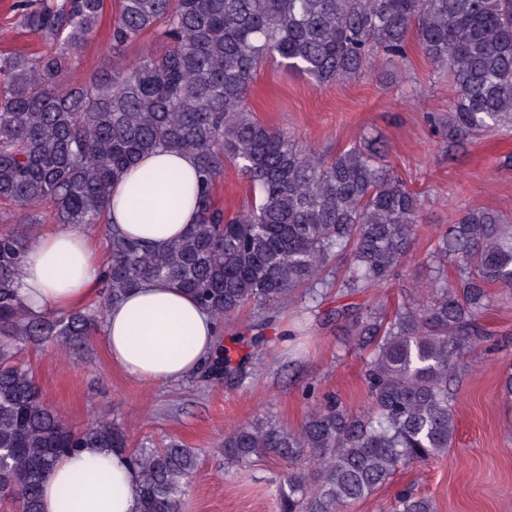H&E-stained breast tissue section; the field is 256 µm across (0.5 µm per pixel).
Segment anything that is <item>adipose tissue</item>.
I'll list each match as a JSON object with an SVG mask.
<instances>
[{"instance_id": "obj_1", "label": "adipose tissue", "mask_w": 512, "mask_h": 512, "mask_svg": "<svg viewBox=\"0 0 512 512\" xmlns=\"http://www.w3.org/2000/svg\"><path fill=\"white\" fill-rule=\"evenodd\" d=\"M193 156L155 152L130 167L111 189L110 228L160 253L197 214ZM103 266L90 237L62 226L37 239L24 260L20 293L36 313L65 312L100 281ZM219 326L180 289L153 282L110 305L102 339L125 375L146 384L176 382L198 371L214 351ZM138 471L120 451L83 448L62 456L41 485L42 512H139Z\"/></svg>"}]
</instances>
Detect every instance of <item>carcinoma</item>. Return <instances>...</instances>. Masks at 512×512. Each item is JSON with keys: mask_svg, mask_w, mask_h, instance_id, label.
I'll list each match as a JSON object with an SVG mask.
<instances>
[{"mask_svg": "<svg viewBox=\"0 0 512 512\" xmlns=\"http://www.w3.org/2000/svg\"><path fill=\"white\" fill-rule=\"evenodd\" d=\"M112 49L144 35L166 43L125 68L68 80L75 55L96 33L104 0H17L36 34V56L0 55V500L41 512V481L81 448L125 452L140 473V512H181L197 466L191 448L130 446L125 429L101 418L74 432L43 401L20 344L81 341L108 306L147 280L184 290L217 320L254 305L271 310L301 290L350 294L384 285L422 223V199L359 143L325 158L261 124L248 105L266 59L315 85L360 77L378 58L404 60L410 36L454 89L448 129L512 131V0H118ZM157 148L197 163L198 222L155 254L106 235L103 301L95 309L36 314L18 288L27 230L51 205L56 224L107 222L112 184ZM238 166L249 202L228 213L216 197L224 162ZM427 296L391 312L336 311L351 347L369 352L371 406L329 400L297 430L275 422L224 434V459L288 463L278 512H343L404 464L446 455L457 421L451 383L489 336L481 317L493 288L512 289V225L490 209H468L434 229ZM221 346L202 379L221 378ZM396 512H434L401 492Z\"/></svg>", "mask_w": 512, "mask_h": 512, "instance_id": "cac0c4a2", "label": "carcinoma"}]
</instances>
